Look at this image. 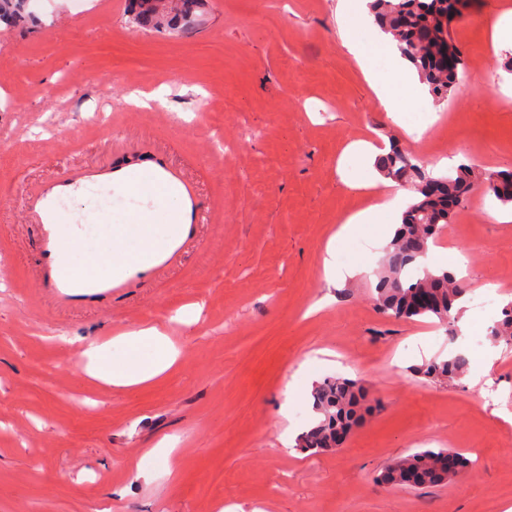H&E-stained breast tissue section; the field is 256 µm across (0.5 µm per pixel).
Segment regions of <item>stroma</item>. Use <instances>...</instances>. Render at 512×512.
Here are the masks:
<instances>
[{
    "label": "stroma",
    "mask_w": 512,
    "mask_h": 512,
    "mask_svg": "<svg viewBox=\"0 0 512 512\" xmlns=\"http://www.w3.org/2000/svg\"><path fill=\"white\" fill-rule=\"evenodd\" d=\"M512 0H478L452 24L465 78L447 101L416 105L432 137L410 142L341 46L338 0H198L176 30L139 27L126 0H27L28 23L0 25V512H501L512 502V424L483 403L488 374L512 399V342L464 349L454 380L411 373L461 350L437 320L381 314L374 300L383 248L377 227L336 245L365 272L327 289L322 255L342 218L368 205L355 183L370 170L347 146L394 141L424 164L447 156L488 172L512 170V50L494 48L491 23ZM166 88L162 108L131 93ZM110 125L89 121L97 109ZM224 149V166L207 157ZM161 154L182 167L203 206L218 205L200 241L156 287L124 289L111 320L35 305L28 292L35 229L22 190L95 164ZM469 194L460 221L432 244L428 268H452L475 292L501 280L492 303L466 300L470 333L486 332L512 298V222ZM325 307L308 314L310 304ZM199 305L197 323L170 316ZM168 325L181 356L166 377L118 390L79 377L70 341L106 342L114 330ZM361 381L380 408L344 448L285 451L286 430L313 423L312 404L288 397L301 367ZM175 439L173 453L160 449ZM427 448L463 453L462 481L392 488L377 474Z\"/></svg>",
    "instance_id": "obj_1"
}]
</instances>
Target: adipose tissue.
Wrapping results in <instances>:
<instances>
[{
	"instance_id": "adipose-tissue-1",
	"label": "adipose tissue",
	"mask_w": 512,
	"mask_h": 512,
	"mask_svg": "<svg viewBox=\"0 0 512 512\" xmlns=\"http://www.w3.org/2000/svg\"><path fill=\"white\" fill-rule=\"evenodd\" d=\"M342 45L362 70L376 95L379 106L394 122L402 120V105L386 88L388 75L400 76L411 89L420 83L410 64L400 55L392 37L375 23L362 0H339L337 11ZM380 46L387 58L386 69L374 62L371 46ZM361 189L376 191L377 203L347 217L336 232L337 238L354 234L359 225L377 224L382 214L398 212L405 194L389 179L361 182ZM171 227L167 224H116L108 247L89 253L82 242L72 244L81 255L80 272L93 273L102 268L120 269L129 262H143L164 243ZM79 348L89 361L90 378L116 389H133L166 375L178 362L180 352L164 327L149 325L138 329H121L112 341L83 342Z\"/></svg>"
}]
</instances>
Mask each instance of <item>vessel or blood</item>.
I'll return each mask as SVG.
<instances>
[{
    "label": "vessel or blood",
    "mask_w": 512,
    "mask_h": 512,
    "mask_svg": "<svg viewBox=\"0 0 512 512\" xmlns=\"http://www.w3.org/2000/svg\"><path fill=\"white\" fill-rule=\"evenodd\" d=\"M128 189L139 204L138 223H153L160 196L170 195L179 203L171 221L173 229L165 245L148 263H133L121 271L103 270L77 276L69 270V248L76 238H88L90 232L104 234L109 210L98 207L91 219L74 221L67 206L81 194H102L112 187ZM29 221L37 230L35 240L37 277L31 293L49 298L58 307L71 311L99 309L111 302L121 289L137 286L150 288L156 273L172 264L202 222L196 186L183 171L165 159L152 164L86 166L41 183L25 194Z\"/></svg>",
    "instance_id": "b4317fda"
}]
</instances>
